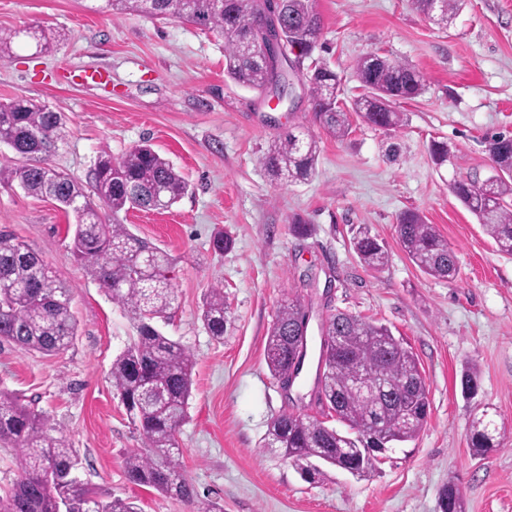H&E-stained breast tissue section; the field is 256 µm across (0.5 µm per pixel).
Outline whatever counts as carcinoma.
<instances>
[{
    "mask_svg": "<svg viewBox=\"0 0 512 512\" xmlns=\"http://www.w3.org/2000/svg\"><path fill=\"white\" fill-rule=\"evenodd\" d=\"M314 0H282L289 43L299 46L296 58L312 55L320 34L321 16ZM263 0H231L240 16H258ZM115 13L136 12L160 20H179L224 38V74L243 87L265 90L271 78L267 65L245 50L247 34L224 14V0H106ZM354 72L364 93L346 109L337 100L339 77L329 65L310 69L309 94L316 120L336 139L351 132V112L377 127L395 130L402 115L392 107L424 90L421 73L405 62L388 58L374 63L359 59ZM68 135L62 114L32 100L0 104V142L11 145L23 161L0 167V181L17 182L27 193L56 200L73 213L72 253L90 265L99 288L127 311L136 324L133 342L112 362V388L142 437L144 450L128 454L125 469L131 482L198 504L197 512H223L217 501L197 503L184 473L178 432L187 416L192 393L193 354L165 336L154 320L168 318L176 296L168 255L130 232L120 214L131 208L165 209L182 198L188 184L168 159L147 143L131 147L119 158L98 160L94 192L110 212L108 222L84 190L51 168L48 158ZM493 172L484 179L456 180L451 192L472 213L498 248L512 254V140H488ZM315 141L287 132L266 153L263 164L272 179L293 183L311 178L317 166ZM397 232L411 261L434 278L458 273L454 251L435 226L414 211L399 217ZM353 248L367 267L382 269L388 251L376 237L360 231ZM224 291L212 288L200 318L215 338L228 332ZM306 314L300 304L285 301L266 339L264 358L280 382L297 369L306 336ZM69 290L39 253L10 233L0 231V341L25 351L56 354L75 336ZM322 354L317 377L318 403L336 412L341 431L317 419L283 412L268 423L264 446H278L298 465L313 458L356 464L364 476L375 467L368 448L414 439L427 421L428 389L417 356L383 325L344 312L330 314L321 327ZM346 347H336V337ZM375 367L389 379L392 397L379 399L355 386L359 369ZM505 427L497 414L484 409L473 415L468 448L484 456L500 447ZM0 443L19 449L21 474L0 497V512H139L133 501L100 500L76 475L80 461L62 439L50 434L49 418L25 405L11 392L0 391ZM440 512H464L460 489L448 479L439 496Z\"/></svg>",
    "mask_w": 512,
    "mask_h": 512,
    "instance_id": "carcinoma-1",
    "label": "carcinoma"
}]
</instances>
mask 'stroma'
<instances>
[{"mask_svg": "<svg viewBox=\"0 0 512 512\" xmlns=\"http://www.w3.org/2000/svg\"><path fill=\"white\" fill-rule=\"evenodd\" d=\"M102 4L0 0V30L20 33L0 60V103L24 98L64 115L67 141L49 163L84 190L98 158L146 139L188 180V193L170 209H133L122 221L173 262L176 301L158 327L195 359L178 440L199 499L220 500L224 512H439L440 491L453 478L466 512H512V437L483 457L467 445L477 409L493 408L512 429V255L449 190L452 181L489 175L488 138L512 135V0H466L444 28L412 0H315L323 27L314 55L338 73L340 103L361 95L354 64L372 52L414 65L424 79L418 97L395 105L402 127L378 128L355 114L341 141L315 121L307 89L297 88L293 109L273 110L265 94L229 80L216 34L183 21L110 14ZM43 28L62 34L45 51L36 41ZM94 68L109 70L111 83L71 82L73 73ZM299 126L317 141V171L302 182L273 181L263 157ZM435 139L451 154L441 166L429 153ZM408 210L453 248L454 279L429 277L407 257L396 224ZM295 216L310 225L308 237L289 232ZM73 224L52 198L0 182V229L56 271L77 323L59 354L0 342V389L49 417L81 461L78 476L102 501L193 512L127 477L125 458L143 444L113 393L111 368L136 331L74 258ZM362 229L384 242V270L365 268L354 252ZM219 234L232 239L230 251L215 252ZM213 287L223 289L232 322L221 340L199 318ZM287 299L306 312L310 340L286 392L266 367L264 346ZM338 311L385 324L412 348L429 415L418 436L388 449L370 475L327 466L311 481L262 438L285 411L325 419L315 396L321 326ZM467 370L479 383L470 399L460 387Z\"/></svg>", "mask_w": 512, "mask_h": 512, "instance_id": "35a3bbf8", "label": "stroma"}]
</instances>
